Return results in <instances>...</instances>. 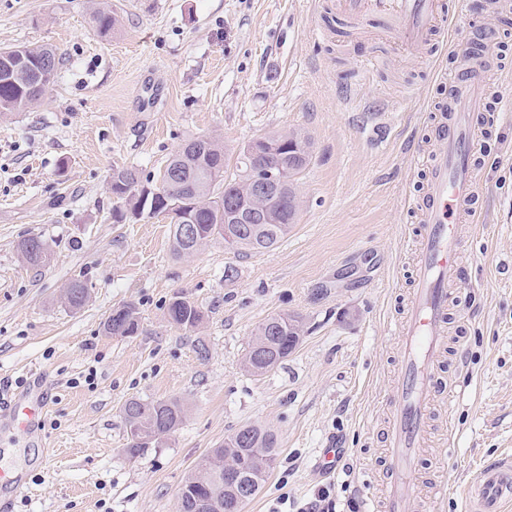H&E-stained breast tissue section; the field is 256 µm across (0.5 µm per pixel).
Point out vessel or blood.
Here are the masks:
<instances>
[{"label":"vessel or blood","instance_id":"vessel-or-blood-1","mask_svg":"<svg viewBox=\"0 0 512 512\" xmlns=\"http://www.w3.org/2000/svg\"><path fill=\"white\" fill-rule=\"evenodd\" d=\"M325 10L355 26L383 20L382 38H398L411 55L447 33L454 19L447 0H328ZM494 39L492 27L476 22L466 39L452 41L456 70L439 73L448 93L431 105L427 133L411 155L424 172V183L412 206L416 262L398 321L400 359L386 400L384 465L374 475L382 512H422L424 504L443 499L448 488L446 468L425 480L418 463L430 443L429 417L441 393L438 365L448 349V309L455 300V285L467 279L463 227L479 217L475 160L483 134L473 115L483 113L484 126L502 123L501 111L487 107L493 66L470 52L472 42L490 44ZM46 405L41 394L12 395L0 401V418L26 433L40 424ZM511 499L509 459L482 473L470 503L473 512H500V503Z\"/></svg>","mask_w":512,"mask_h":512}]
</instances>
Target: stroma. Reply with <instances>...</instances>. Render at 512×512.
<instances>
[{"label": "stroma", "instance_id": "1", "mask_svg": "<svg viewBox=\"0 0 512 512\" xmlns=\"http://www.w3.org/2000/svg\"><path fill=\"white\" fill-rule=\"evenodd\" d=\"M109 5L118 24L103 36L90 23L94 0H0V48L49 43L63 56L40 104L0 119V392L35 381L48 399L38 437L0 432V457L24 487H0V499L13 512H178L195 463L257 425L279 448L245 512H298L323 486L336 512H364L411 287L407 199L423 174L407 152L444 92L436 68L455 70L456 58L410 56L367 31L340 45L322 38L323 0ZM481 20L499 35L497 81L512 89V9ZM371 55L380 70L358 71ZM293 129L310 137L312 159L297 183L298 220L272 249L239 259L215 244L177 258L164 216L113 223V166L154 183L188 139L220 137L233 156ZM477 162L481 221L468 227L470 278L451 335L464 364L442 366L459 392L440 402L428 450L447 464L448 497L429 512H468L480 471L512 453V134L487 132ZM32 235L50 251L38 270L17 251ZM228 265L238 270L230 281ZM75 280L89 288L78 310L60 298ZM177 296L199 308V327L169 322ZM125 303L138 308V333L107 335L105 319ZM284 312L305 324L298 346L249 375L255 328ZM132 397L187 405L179 430L134 459L121 418ZM331 441L345 455L323 475L315 463Z\"/></svg>", "mask_w": 512, "mask_h": 512}]
</instances>
